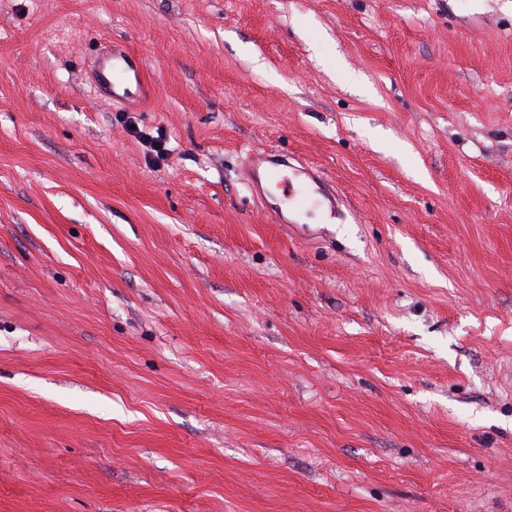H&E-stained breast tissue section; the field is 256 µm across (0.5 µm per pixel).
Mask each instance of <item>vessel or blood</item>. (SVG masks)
<instances>
[{
    "mask_svg": "<svg viewBox=\"0 0 512 512\" xmlns=\"http://www.w3.org/2000/svg\"><path fill=\"white\" fill-rule=\"evenodd\" d=\"M96 92L104 101H140L151 94V86L144 74L142 59L124 49L97 58L92 66ZM292 159L277 150L250 154L247 158L248 186L254 198L264 200L265 183L281 168L291 166ZM300 187L306 199L324 207L328 217H336L341 202L335 190L330 189L320 172L312 166L303 167Z\"/></svg>",
    "mask_w": 512,
    "mask_h": 512,
    "instance_id": "vessel-or-blood-1",
    "label": "vessel or blood"
}]
</instances>
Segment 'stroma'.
Instances as JSON below:
<instances>
[{"mask_svg":"<svg viewBox=\"0 0 512 512\" xmlns=\"http://www.w3.org/2000/svg\"><path fill=\"white\" fill-rule=\"evenodd\" d=\"M0 512H512V0H0ZM92 73L102 101H140L151 94L142 59L125 49H112V53L97 58ZM135 125V124H132ZM132 125H129L128 129L131 133H134L136 137L142 140L145 143H148L150 146V152L153 160L159 161L163 160L170 149L168 148L167 142L165 140L164 134L161 131H157L156 135L152 133H144L139 129L138 126L135 125V128H132ZM292 161H296L288 154L281 153L277 150L255 152L247 157V173H248V186L254 198L266 205V196L264 184L273 178L282 167H293ZM267 206V205H266ZM269 216L275 223L285 224L288 219L284 216L281 209H276L271 206ZM304 180L298 192L308 200H313L319 207L325 206L329 218H336L341 211V202L336 197L335 189H330L320 172L313 166H302Z\"/></svg>","mask_w":512,"mask_h":512,"instance_id":"1","label":"stroma"}]
</instances>
